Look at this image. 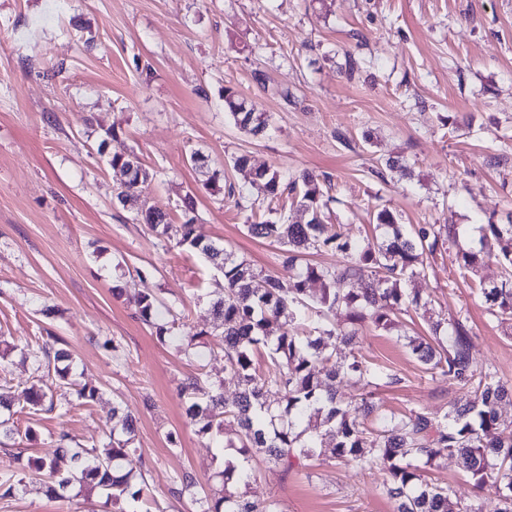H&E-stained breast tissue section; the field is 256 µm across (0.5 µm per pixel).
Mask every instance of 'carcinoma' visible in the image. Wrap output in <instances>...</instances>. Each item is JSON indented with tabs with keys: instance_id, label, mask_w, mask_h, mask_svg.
<instances>
[{
	"instance_id": "cac0c4a2",
	"label": "carcinoma",
	"mask_w": 512,
	"mask_h": 512,
	"mask_svg": "<svg viewBox=\"0 0 512 512\" xmlns=\"http://www.w3.org/2000/svg\"><path fill=\"white\" fill-rule=\"evenodd\" d=\"M222 99L237 128L254 137L271 131L268 115L234 88L224 87ZM133 157L134 149L123 147L110 152L106 162L127 167ZM149 176L147 168L136 171L116 191L135 197ZM251 186L266 198L291 201L307 216L303 224L290 223L271 210L245 225L249 236L279 246L282 274H264L234 251L195 234L196 201L190 195L182 200L185 221L179 244L201 254L224 280L223 287L210 292V304L220 330L224 373L236 385L230 399L224 397V383L200 373L186 376L179 387L197 434L210 440L223 437L226 450L223 469L212 476L210 492L200 499V512H279L276 501L261 504L246 495L255 477L253 462L259 459L284 474L301 460L378 468L386 475L384 490L394 503L393 512H483L477 499L453 509L450 488L428 479L427 471L448 457L456 458L477 492L495 494L496 512H512V429L501 427L498 412L502 403L512 402V383L478 366L467 321L449 326L431 321L427 333L403 335L411 355L433 376L472 390V400L452 406L445 415L413 409L387 414L370 393L354 399L338 392L345 380L374 387L398 383L391 371L356 352L361 330L369 324L391 331L411 312L430 310L432 300L404 283L424 272L439 242H456L452 227L403 224L395 211L379 205L373 211L374 235L360 243L345 236L341 225L328 222L329 199L315 175L260 167L252 170ZM203 187L212 196L234 194L233 187L220 185L216 170ZM137 220L157 238L169 233V215L159 206H147ZM479 230L480 247L458 250L455 261L466 271L492 259L502 267L504 279L479 288V295L491 315L511 321L512 220H490ZM321 251L340 253L344 263L335 267L314 262L311 256ZM312 284L319 286L316 296L310 295ZM134 304L138 318L161 341L188 320L185 309L169 307L172 320L158 323L162 302L150 289ZM339 309L346 313L342 325L331 322ZM330 340L350 348L347 360H336ZM41 350L35 356L37 369L54 373L60 388L74 386L70 354L52 353L47 346ZM14 401L34 411H50L54 390L33 384L13 396L0 393V407ZM112 415L119 421L109 442L74 448L61 434L53 456L28 461V469L54 479L52 492L79 482L83 489L106 491L114 504L138 501L143 487L138 482L141 458L132 447L135 421L118 406Z\"/></svg>"
}]
</instances>
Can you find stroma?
<instances>
[{"label": "stroma", "instance_id": "stroma-1", "mask_svg": "<svg viewBox=\"0 0 512 512\" xmlns=\"http://www.w3.org/2000/svg\"><path fill=\"white\" fill-rule=\"evenodd\" d=\"M350 55L370 67L347 72ZM227 86L270 116L269 135L225 116ZM277 87L298 107L284 109ZM110 128L150 170L140 195L167 210L169 240L116 199L121 176L98 153ZM196 150L238 190L254 167L313 172L332 223L361 241L378 204L405 224L455 225L456 243L438 246L413 285L443 322L467 319L479 365L512 382V332L477 292L502 269L489 261L462 275L454 263L457 249L477 247L478 225L512 217V0H0V340L11 346L0 383L29 386L26 355L54 335L76 361V386L99 391L89 403L70 390L51 411L0 412L16 428L0 442V476L21 481L0 512H196L174 494L176 475L192 471L205 487L222 469V449L196 434L178 391L203 372L233 395L210 352L216 337L184 354L137 319L133 300L154 289L189 310L188 332L212 327L208 294L222 278L178 244L185 195L196 198L197 234L254 267L280 271V248L247 235L246 212L203 189ZM241 154L250 169L233 168ZM390 158L406 159L412 177H378ZM360 353L399 377L375 391L385 412L441 416L470 397L432 379L396 333L365 326ZM116 405L137 420L141 501L61 498L22 474L58 435L75 447L106 441ZM256 470L249 497L281 512H393L379 471L322 460Z\"/></svg>", "mask_w": 512, "mask_h": 512}]
</instances>
